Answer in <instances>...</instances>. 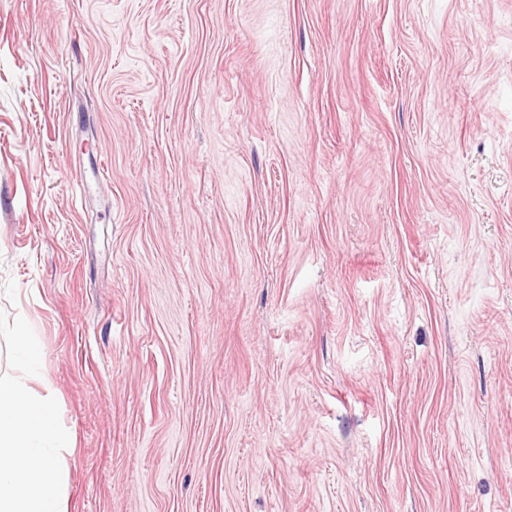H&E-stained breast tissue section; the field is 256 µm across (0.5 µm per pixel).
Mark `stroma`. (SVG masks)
Here are the masks:
<instances>
[{
	"mask_svg": "<svg viewBox=\"0 0 512 512\" xmlns=\"http://www.w3.org/2000/svg\"><path fill=\"white\" fill-rule=\"evenodd\" d=\"M0 311L69 512H512V0H0Z\"/></svg>",
	"mask_w": 512,
	"mask_h": 512,
	"instance_id": "35a3bbf8",
	"label": "stroma"
}]
</instances>
